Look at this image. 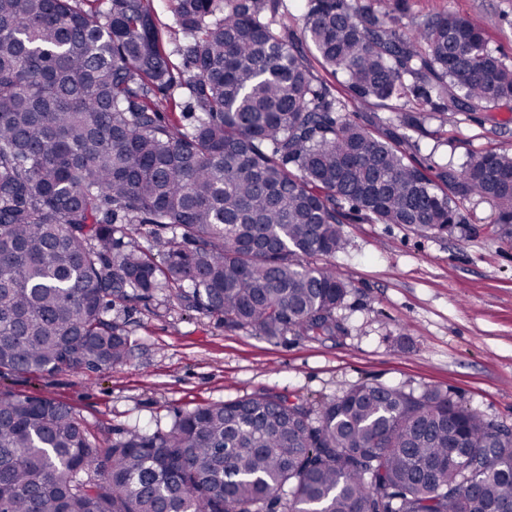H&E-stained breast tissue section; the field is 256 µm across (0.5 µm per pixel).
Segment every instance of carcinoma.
<instances>
[{
  "instance_id": "obj_1",
  "label": "carcinoma",
  "mask_w": 512,
  "mask_h": 512,
  "mask_svg": "<svg viewBox=\"0 0 512 512\" xmlns=\"http://www.w3.org/2000/svg\"><path fill=\"white\" fill-rule=\"evenodd\" d=\"M0 0V369L123 366L117 302L166 290L269 339L345 332L350 285L307 259L344 225L454 232L491 201L512 239V150L459 168L408 156L425 123L512 103V62L448 12L395 29L364 0H306L317 81L277 33L279 0ZM187 98L186 125L167 111ZM398 113L376 135L355 103ZM151 225L142 245L134 234ZM512 429L439 390L360 382L312 402L266 392L120 428L99 452L67 405L0 393V512H503Z\"/></svg>"
}]
</instances>
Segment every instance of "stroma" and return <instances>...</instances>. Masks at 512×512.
<instances>
[{
    "label": "stroma",
    "mask_w": 512,
    "mask_h": 512,
    "mask_svg": "<svg viewBox=\"0 0 512 512\" xmlns=\"http://www.w3.org/2000/svg\"><path fill=\"white\" fill-rule=\"evenodd\" d=\"M296 0H281L280 34L299 40L318 80L341 85L324 70ZM400 25L446 11L481 21L512 0H376ZM416 159L459 166L471 152L512 149V108L488 106L457 124L431 121ZM468 223L452 235L414 231L404 224L345 225L346 244L315 266L334 268L350 285L338 310L345 336L319 341L267 339L252 330H226L217 317L181 306L160 293L148 302L113 307L132 350L118 369L54 375L0 372V393L44 396L70 407L100 446L113 431L168 430L178 412L265 391L311 400L333 397L353 384L438 389L512 427V244L502 243L494 205H465Z\"/></svg>",
    "instance_id": "obj_1"
}]
</instances>
